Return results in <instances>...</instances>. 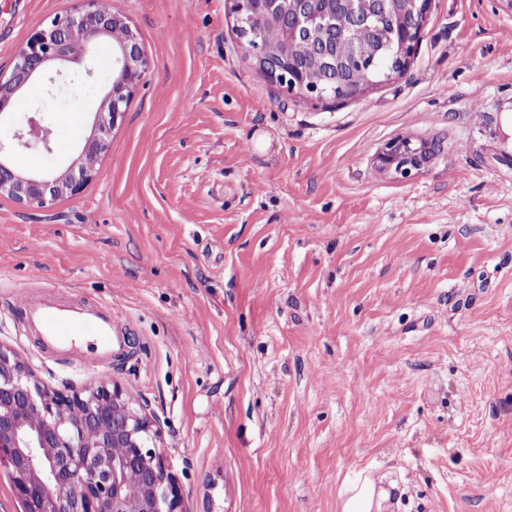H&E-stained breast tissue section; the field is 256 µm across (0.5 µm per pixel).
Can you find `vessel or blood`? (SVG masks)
<instances>
[{
  "mask_svg": "<svg viewBox=\"0 0 512 512\" xmlns=\"http://www.w3.org/2000/svg\"><path fill=\"white\" fill-rule=\"evenodd\" d=\"M13 299L23 308L32 333L45 349L73 351L83 347L106 359L120 343L110 307H75L37 298L24 290L14 293Z\"/></svg>",
  "mask_w": 512,
  "mask_h": 512,
  "instance_id": "b4317fda",
  "label": "vessel or blood"
}]
</instances>
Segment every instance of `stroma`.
Segmentation results:
<instances>
[{
    "label": "stroma",
    "instance_id": "obj_1",
    "mask_svg": "<svg viewBox=\"0 0 512 512\" xmlns=\"http://www.w3.org/2000/svg\"><path fill=\"white\" fill-rule=\"evenodd\" d=\"M74 0H0V70ZM148 62L77 195L0 197V288L119 317L111 366L25 335L0 347L49 389L118 383L157 421L182 512H338L363 469L388 512H512V7L431 0L400 77L359 100L289 92L233 0H112ZM93 76H86V67ZM30 84L65 163L112 85V42ZM434 146L405 180L384 144Z\"/></svg>",
    "mask_w": 512,
    "mask_h": 512
}]
</instances>
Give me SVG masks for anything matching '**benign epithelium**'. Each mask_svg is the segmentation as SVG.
Returning <instances> with one entry per match:
<instances>
[{"mask_svg": "<svg viewBox=\"0 0 512 512\" xmlns=\"http://www.w3.org/2000/svg\"><path fill=\"white\" fill-rule=\"evenodd\" d=\"M78 6L43 23L18 51L11 71L0 75V196L22 207L44 209L82 191L102 155L112 149V129L145 78L147 62L126 19L101 6ZM431 0H233L241 36L258 66L299 95L359 99L376 86L348 83L354 64L367 61L362 35L386 21L395 38L373 46L392 66L380 80L401 76L410 63ZM281 26L277 45L259 39L253 22ZM122 29L113 53L112 87L102 99L93 134L69 163L33 172L16 154L36 148L52 154L41 110L11 120L22 89L45 76L51 88L66 78L62 66L87 53L103 37ZM322 70L327 86L307 81V66ZM433 149L410 138L388 141L378 153L380 169L408 178L429 161ZM156 421L132 405L119 384H100L70 394L43 386L16 355L0 348V461H7L24 512H176L180 498L163 456L156 450Z\"/></svg>", "mask_w": 512, "mask_h": 512, "instance_id": "1", "label": "benign epithelium"}]
</instances>
